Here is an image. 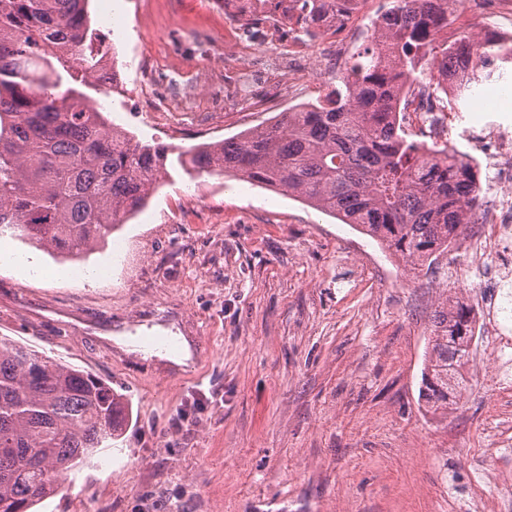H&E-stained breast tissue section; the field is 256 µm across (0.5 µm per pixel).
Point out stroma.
Here are the masks:
<instances>
[{
	"mask_svg": "<svg viewBox=\"0 0 512 512\" xmlns=\"http://www.w3.org/2000/svg\"><path fill=\"white\" fill-rule=\"evenodd\" d=\"M386 0H361L319 82L283 71L273 104L239 96L166 120L135 111L137 64L220 69L229 55L222 0H88L96 42L117 84L90 80V106L173 157L147 206L92 251L63 257L0 238V336L104 379L125 406L121 436L96 466L71 471L38 512H465L476 473L512 482V456L492 454L490 426L512 393L474 348L457 405L434 413L419 389L431 316L443 289L477 292L450 247L453 277L403 259L294 198L220 175L190 173L188 147L263 126L328 92ZM497 108L465 104L464 128L512 127V76ZM200 340L177 365L128 351L120 336Z\"/></svg>",
	"mask_w": 512,
	"mask_h": 512,
	"instance_id": "35a3bbf8",
	"label": "stroma"
}]
</instances>
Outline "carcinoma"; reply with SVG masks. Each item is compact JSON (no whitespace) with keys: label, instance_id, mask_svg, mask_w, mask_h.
Masks as SVG:
<instances>
[{"label":"carcinoma","instance_id":"obj_1","mask_svg":"<svg viewBox=\"0 0 512 512\" xmlns=\"http://www.w3.org/2000/svg\"><path fill=\"white\" fill-rule=\"evenodd\" d=\"M388 0L322 101L273 123L180 153L198 173L245 178L330 215L424 266L469 223L475 164L453 147L406 137L399 114L411 74L430 59L431 112L500 80L512 47L440 39L452 2ZM88 0H0V235L79 256L142 208L169 148L141 144L91 110L78 89L101 65ZM296 25L321 26L348 0H296ZM473 307L443 294L431 318L422 397L446 413L461 397L474 343ZM123 403L93 374L0 338V512H35L74 468L122 429Z\"/></svg>","mask_w":512,"mask_h":512}]
</instances>
